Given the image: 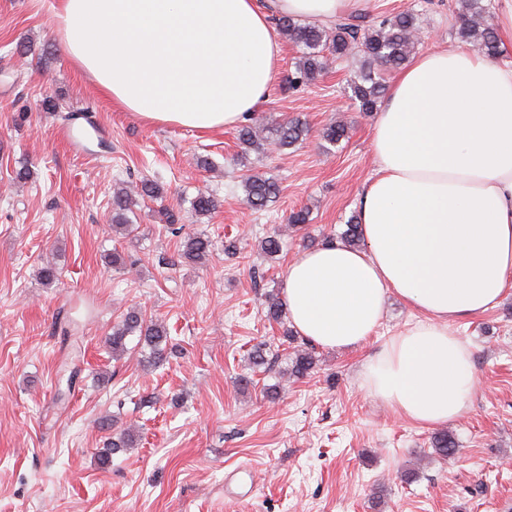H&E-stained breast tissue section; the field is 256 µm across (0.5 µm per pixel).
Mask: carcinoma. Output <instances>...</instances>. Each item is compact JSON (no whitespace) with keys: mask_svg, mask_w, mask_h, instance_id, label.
<instances>
[{"mask_svg":"<svg viewBox=\"0 0 512 512\" xmlns=\"http://www.w3.org/2000/svg\"><path fill=\"white\" fill-rule=\"evenodd\" d=\"M458 35L462 41L473 45L478 51L489 57L499 54L497 29L486 21L481 0H458ZM365 16L351 14L336 23L327 31L318 26L301 24L290 17L277 18L279 33L293 43L300 53L295 77L291 84L303 85L315 81L327 68L328 56L336 59L360 53L362 65L359 72L350 80L351 100L358 111L371 113L376 110L379 99L385 91L380 68H397L403 65L415 53L419 40L415 36L416 18L410 12L399 13L378 24H364ZM309 129L298 119L282 122L273 128L274 143L282 148L293 146L306 139ZM348 135V127L336 123L326 127L322 138L332 144H338ZM239 145L245 149L261 150L264 138L259 130L251 125H243L237 131ZM242 188L245 202L253 209L261 210L275 199L279 192L277 182L259 174H253L243 180ZM132 195L124 187L115 190L112 196V230L132 233L127 212L131 210ZM217 208V199L208 192L198 193L191 201V210L197 216H209ZM345 245L358 248L363 244L360 224L350 221L340 233ZM286 246L285 238L276 229L261 242L263 251L269 256H277ZM211 240L201 235H188L180 241V258L183 263L200 265L210 254ZM60 269L55 261H48L38 269V278L45 285L59 280ZM286 311L282 301L276 295H269L266 301V317L280 323ZM138 335L142 347L149 349L148 358L160 362L164 358L165 344L168 342L164 324L148 320L142 312L131 310L121 321L112 326L110 347L112 354L118 356L126 350V338ZM315 366V357L310 350H303L292 358L291 374L297 378L306 376ZM134 446L130 432H122L100 454V460L109 462L112 454L123 448ZM436 453L442 456L453 455L458 444L453 434L441 431L432 439Z\"/></svg>","mask_w":512,"mask_h":512,"instance_id":"carcinoma-1","label":"carcinoma"}]
</instances>
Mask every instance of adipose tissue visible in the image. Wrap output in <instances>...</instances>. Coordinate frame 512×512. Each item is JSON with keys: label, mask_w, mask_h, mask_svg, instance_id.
Returning a JSON list of instances; mask_svg holds the SVG:
<instances>
[{"label": "adipose tissue", "mask_w": 512, "mask_h": 512, "mask_svg": "<svg viewBox=\"0 0 512 512\" xmlns=\"http://www.w3.org/2000/svg\"><path fill=\"white\" fill-rule=\"evenodd\" d=\"M367 0H60L68 59L114 104L200 131L237 126L267 96L282 15L329 23ZM501 56L430 49L377 113L376 171L358 207L363 245L328 243L286 270L294 329L330 349L364 344L389 296L422 315L365 365L366 389L405 418H458L475 388L453 323L512 287V0H497Z\"/></svg>", "instance_id": "adipose-tissue-1"}]
</instances>
